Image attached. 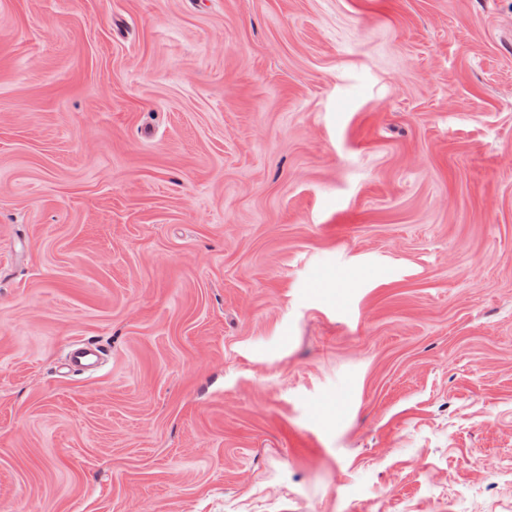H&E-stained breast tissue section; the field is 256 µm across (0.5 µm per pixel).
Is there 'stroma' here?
<instances>
[{"label": "stroma", "instance_id": "stroma-1", "mask_svg": "<svg viewBox=\"0 0 512 512\" xmlns=\"http://www.w3.org/2000/svg\"><path fill=\"white\" fill-rule=\"evenodd\" d=\"M0 512H512V0H0ZM69 354L71 370L74 372H83L99 359V351L86 344H71Z\"/></svg>", "mask_w": 512, "mask_h": 512}]
</instances>
